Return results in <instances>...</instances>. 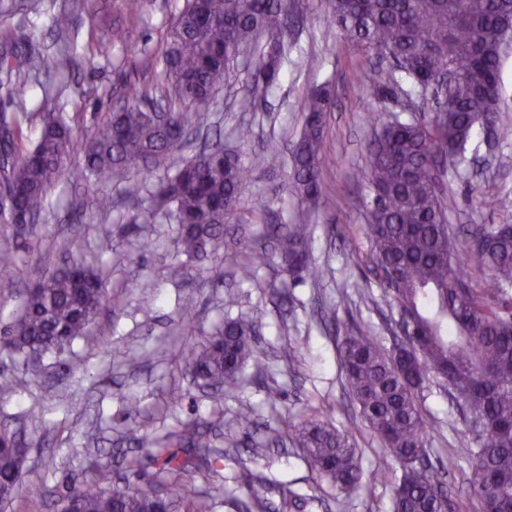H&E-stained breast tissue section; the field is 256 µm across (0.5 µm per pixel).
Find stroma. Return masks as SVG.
Segmentation results:
<instances>
[{"mask_svg":"<svg viewBox=\"0 0 512 512\" xmlns=\"http://www.w3.org/2000/svg\"><path fill=\"white\" fill-rule=\"evenodd\" d=\"M126 0H41L39 11L17 8L0 15V31L45 57L59 47L54 18L72 12L70 38L77 52L67 68H46L29 78L23 98H15L12 81L0 73V113L30 112L23 128L25 145L40 137L38 116L55 107L74 136L89 137L95 125L118 109L131 92L150 94L155 63L165 30L184 0H140L141 19L131 22ZM298 19L288 34V51L279 84L264 98L250 93L259 63L245 55L230 70L212 111L201 113L202 128L221 129L227 147L238 150L247 169L242 186L244 207L224 226V249L190 259L178 254L176 231L169 221L137 223L148 208L147 194L130 196L124 184L100 180L75 187L60 179L48 191L46 211L26 229L0 224V247L16 253L12 285L0 288V325L20 311V297L42 275L61 265L63 246L81 238L106 278L108 300L87 337L76 339L63 357L44 356L37 375L0 354V373L17 378L0 386V426L26 443L23 484L0 512H53L52 504L67 486L89 481L98 468L109 467L112 484L147 488L155 485L160 463L141 449L139 437H163L178 422L211 428L216 447L239 440L235 457L224 459L207 478H195L207 490L209 512H238L245 493L244 476L254 475L257 493L279 507L280 484L302 496L297 512H390L393 488L401 472L393 470L375 485L349 495L337 493L306 467L302 452L283 439L286 423H299L309 408L328 414L338 429L358 431L363 469L376 462L378 441L361 430V420L346 388L338 347L351 329L371 326L383 345H391L393 315L369 270L370 241L361 199L372 112L407 119L430 113V104L408 95L404 77L390 78L376 53L352 50L326 20V0H297ZM376 81L382 91L366 105L363 83ZM329 85L333 105L326 114L323 169L324 198L309 221V254L322 270L318 281L290 278L280 258L258 270L254 279L234 274L232 258L243 240L267 243L270 224L297 223L302 206L291 190V149L304 120L305 96L316 85ZM251 127L248 143L238 144L234 131ZM483 169L449 168L446 177L448 221L463 228L476 224H512V136L481 132L475 141ZM97 194L112 198L103 214L89 201ZM150 240L149 250L138 248ZM152 308H144V300ZM195 304L185 321L182 305ZM244 318L257 324V361L242 371L243 382L229 394L215 393L185 375L178 353L183 345L202 348L224 320ZM184 394L177 405L164 395L172 385ZM279 385L276 406L266 388ZM421 401L433 422H453L426 453L434 466L456 457L457 467L445 481L468 499L464 454L471 434L446 388L426 382ZM138 416H127L128 403ZM251 408L256 423L242 437L236 423L240 409ZM43 412L45 425L33 428L30 409ZM136 459L127 469L126 459Z\"/></svg>","mask_w":512,"mask_h":512,"instance_id":"1","label":"stroma"}]
</instances>
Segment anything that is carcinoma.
Instances as JSON below:
<instances>
[{
  "label": "carcinoma",
  "mask_w": 512,
  "mask_h": 512,
  "mask_svg": "<svg viewBox=\"0 0 512 512\" xmlns=\"http://www.w3.org/2000/svg\"><path fill=\"white\" fill-rule=\"evenodd\" d=\"M294 0H186L167 28L156 60V100L167 112L149 113L133 102L96 125L87 140L73 137L65 119L42 116L38 141L21 149L26 112L0 113L4 129L0 185L14 192V215L40 219L48 189L65 177L74 184L127 178L136 167L164 170L149 190L158 215L177 224L178 253L194 257L224 248V223L243 203L244 168L235 153L216 139L197 156L170 162L200 112L210 110L224 75L255 42L267 36L253 95L264 96L279 80L282 36L293 17ZM330 23L356 50L387 58L422 97H433L441 118L384 121L375 128L363 172L371 195L365 197L366 232L371 243L370 272L397 312L415 360L397 367L390 349L369 327L343 338L341 369L359 416L380 443L369 481L397 465L392 512H462L453 488L425 462L439 426L427 418L420 393L434 375L465 409L474 446L466 449V483L479 512L493 504L512 512V224H484L463 238L448 223L443 184L447 161L459 165L477 130L500 121L502 56L512 41V0H329ZM0 70L18 77L49 61L0 34ZM332 104L327 86L306 96L302 132L292 149V191L301 204L315 207L322 196L325 113ZM80 154L84 164L68 167ZM276 247L293 277L316 280L321 271L309 259L307 224H272ZM63 267L43 276L25 295L21 314L0 328V354L28 359L62 352L85 335L103 306L105 290L86 263L78 238L67 241ZM270 261L257 244L245 243L236 272L252 279ZM16 265L12 249L0 248V284L10 286ZM255 323L224 321L207 345L181 351L192 375L224 392L239 387L245 363L254 357ZM303 452L311 473L340 491L361 485L364 470L354 433L340 431L314 413L288 435ZM168 445H184V456L156 450L163 492L112 488V473L95 478L54 503L55 512H206L198 492L183 481L190 473L215 470L224 451L207 433L179 423ZM21 440L0 428V502L10 501L22 482L25 454Z\"/></svg>",
  "instance_id": "1"
}]
</instances>
